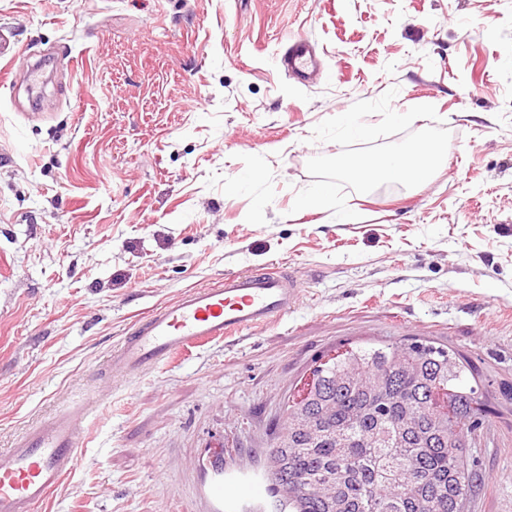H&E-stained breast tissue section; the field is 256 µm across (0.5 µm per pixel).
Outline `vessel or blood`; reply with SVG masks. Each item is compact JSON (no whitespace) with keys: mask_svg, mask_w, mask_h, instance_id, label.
<instances>
[{"mask_svg":"<svg viewBox=\"0 0 512 512\" xmlns=\"http://www.w3.org/2000/svg\"><path fill=\"white\" fill-rule=\"evenodd\" d=\"M280 63L290 76L311 83L321 61L310 41L288 42ZM303 285L281 268L225 275L213 286L195 287L134 323L112 362L134 376L173 355L215 339L282 319L300 304ZM84 401L29 428L12 448L0 453V512H34L80 455L86 416L99 410ZM204 491L210 512H258L270 481L260 474L224 470L217 448L207 465Z\"/></svg>","mask_w":512,"mask_h":512,"instance_id":"1","label":"vessel or blood"}]
</instances>
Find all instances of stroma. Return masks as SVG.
Wrapping results in <instances>:
<instances>
[{
  "label": "stroma",
  "instance_id": "obj_1",
  "mask_svg": "<svg viewBox=\"0 0 512 512\" xmlns=\"http://www.w3.org/2000/svg\"><path fill=\"white\" fill-rule=\"evenodd\" d=\"M0 452L100 399L40 512H201L197 457L260 469L330 355L427 338L487 409L465 512L512 502V0H0ZM317 47L310 85L279 64ZM395 91L450 133L414 188L293 211L323 120ZM282 265L284 318L134 377L131 325L230 272Z\"/></svg>",
  "mask_w": 512,
  "mask_h": 512
}]
</instances>
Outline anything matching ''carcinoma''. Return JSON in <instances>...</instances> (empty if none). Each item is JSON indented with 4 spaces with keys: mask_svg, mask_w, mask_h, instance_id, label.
<instances>
[{
    "mask_svg": "<svg viewBox=\"0 0 512 512\" xmlns=\"http://www.w3.org/2000/svg\"><path fill=\"white\" fill-rule=\"evenodd\" d=\"M466 372L430 343L331 358L266 454L279 512H464L479 427Z\"/></svg>",
    "mask_w": 512,
    "mask_h": 512,
    "instance_id": "1",
    "label": "carcinoma"
}]
</instances>
